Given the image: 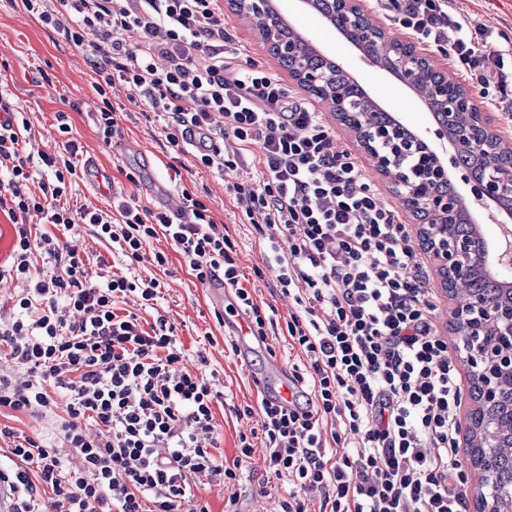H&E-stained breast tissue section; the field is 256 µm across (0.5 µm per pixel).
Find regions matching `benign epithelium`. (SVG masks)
<instances>
[{"label": "benign epithelium", "mask_w": 512, "mask_h": 512, "mask_svg": "<svg viewBox=\"0 0 512 512\" xmlns=\"http://www.w3.org/2000/svg\"><path fill=\"white\" fill-rule=\"evenodd\" d=\"M340 2L344 21L339 33L362 58L408 88L425 108H430L431 101L437 103L438 135L448 138L450 158L399 117L391 116L386 127L370 124L369 114L385 108L353 80L350 84L357 94L349 98L344 90L330 85L332 71L307 64L300 45H310L309 40L284 21L271 23V16L276 14L274 0H229V5L248 20L262 49L285 62L288 75L299 88L325 104L342 125L353 126L357 145L375 171L388 178L390 192L405 211L416 220L426 217V223L418 225L416 237L434 264L441 288L454 302L451 317L457 349L471 381L480 388L477 397H469L465 441L469 448L477 438L485 448L482 462L470 458L471 466L480 474L481 494L491 482L490 449L498 447L492 436L493 413L503 393L512 391V290L491 303L488 311L477 297L454 291L449 279L467 271H483L491 262L512 269V168H501L495 162L499 155H512V142L496 132L470 91L448 74L430 81L429 97H424L422 86L429 71H438L429 54L409 36L368 25L367 0ZM464 110L473 118L470 126L460 121ZM465 156L485 166L482 174L469 172V180L477 206L489 211L499 224L500 235L492 248L482 238L459 239L448 233V225L462 218L472 221L466 200L441 189L448 183V166H460Z\"/></svg>", "instance_id": "1"}]
</instances>
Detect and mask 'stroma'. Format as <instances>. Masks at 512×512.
<instances>
[{
	"label": "stroma",
	"instance_id": "stroma-1",
	"mask_svg": "<svg viewBox=\"0 0 512 512\" xmlns=\"http://www.w3.org/2000/svg\"><path fill=\"white\" fill-rule=\"evenodd\" d=\"M278 6L284 18L306 35L312 45L345 68L385 108L406 118L428 139H435L436 124L409 90L365 61L317 13L300 9L297 0H279ZM454 6L463 16L485 26L499 47L512 49V0H455ZM224 27L246 46L252 64L276 74L293 96L313 103V96L296 87L284 67L260 49L242 18L225 12ZM94 79L86 55L62 34L43 27L27 13L12 7L9 0H0V89L7 92L13 108L24 112L30 123L27 150L55 152L61 142L55 128V115L67 111L71 114V139L82 146L84 157H95L100 163L97 176L78 171L69 202L109 213L113 210L114 196H132L136 201H143L142 184L150 177H158L174 189L186 186L212 211L216 221L237 235L238 265L244 286L254 290L257 302L274 305L278 319L288 318L293 310L290 299L271 294V279L261 280L255 276V269L265 265L256 234L250 225L241 222L239 212L229 201L228 187L237 182L238 171L228 169L217 175L199 165L174 173L169 166L165 135L158 117H145L143 101L131 99L129 91L121 86L111 93L110 100L129 114L128 119L121 122L118 137L130 143L131 148L125 155L114 154L112 146L104 144L95 132L94 119L100 101L93 90ZM74 242L93 258V272L105 270L117 275L133 272L159 278L161 297L154 311L145 312L144 317L149 320L160 314L175 324L187 369L196 370L199 352H206L209 368L224 393L223 399L213 406L220 434L219 446L226 459H234L240 435L249 433L257 425L255 419L237 418L235 410L256 404L260 399L253 376L265 372L269 354L259 348L244 359L226 353L224 325L210 307L207 286L190 275L181 255L173 252L165 239L151 243L153 249L169 254V269L165 272L146 263L126 266L86 227L75 236ZM259 478V473L252 469L244 470L238 503L240 512H280V502L285 495L283 481L273 479L261 488L257 485Z\"/></svg>",
	"mask_w": 512,
	"mask_h": 512
}]
</instances>
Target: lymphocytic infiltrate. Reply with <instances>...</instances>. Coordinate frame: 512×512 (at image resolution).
Instances as JSON below:
<instances>
[{
	"label": "lymphocytic infiltrate",
	"instance_id": "obj_1",
	"mask_svg": "<svg viewBox=\"0 0 512 512\" xmlns=\"http://www.w3.org/2000/svg\"><path fill=\"white\" fill-rule=\"evenodd\" d=\"M45 27L86 53L104 102L95 127L110 140L123 111L107 90L124 84L166 120L180 144L190 128L209 142L195 159L223 171L243 161L263 173L231 188L257 220L277 288L297 306L285 323L304 358L292 368V402L261 398V441L240 436L238 454H217L213 406L221 393L206 374L180 369L182 347L162 316L141 317L161 290L157 278L112 275L89 286L91 261L60 231L89 226L127 265L150 240L170 241L192 276L223 278L251 335L276 326L241 282L237 244L207 207L187 201L185 221L119 200L115 214L66 202L80 151L67 113L65 141L42 158L51 184L32 191L20 151L26 119L0 134V214L15 226L0 281L23 282L15 311L0 318V345L14 371L0 372V415L63 411L50 443L0 423V481L18 493L19 512H208L195 484H224L226 512H238L244 467L285 481L282 512H465L468 477L459 459L454 410L461 388L448 343L431 317L425 261L396 207L379 199L355 157L322 117L288 94L270 72L235 66L245 48L224 28L217 0H19ZM396 23L448 57L474 86L503 84L504 54L451 0H385ZM139 36L128 44L126 33ZM288 251H281L280 238ZM47 266L38 269L35 255ZM135 310H127V303ZM335 432L324 436L323 427Z\"/></svg>",
	"mask_w": 512,
	"mask_h": 512
}]
</instances>
